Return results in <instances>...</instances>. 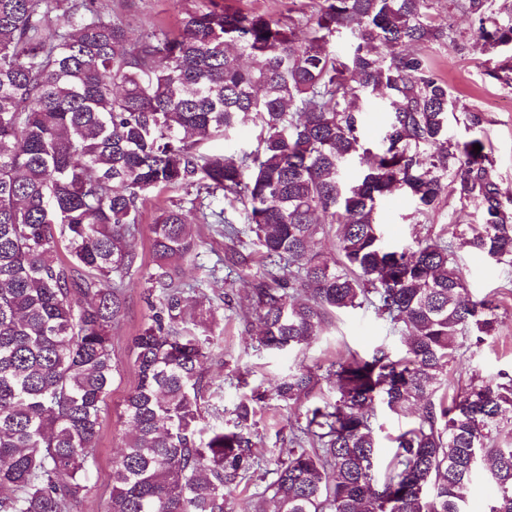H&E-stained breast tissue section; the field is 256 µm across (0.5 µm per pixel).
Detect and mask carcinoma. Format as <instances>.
Segmentation results:
<instances>
[{"label":"carcinoma","mask_w":512,"mask_h":512,"mask_svg":"<svg viewBox=\"0 0 512 512\" xmlns=\"http://www.w3.org/2000/svg\"><path fill=\"white\" fill-rule=\"evenodd\" d=\"M431 8L319 0L303 24L202 0L176 31L132 43L100 0H0V512H83L116 371L112 327L141 270L129 241L150 194L172 188L185 196L151 224V322L131 341L138 384L105 512H225L257 464L252 401L238 403L231 428L203 423L217 320L190 312L180 278L200 247L191 218L224 238L225 265L253 262L230 212L262 259L261 346L299 347L332 313L366 304L408 332L399 356L379 348L331 364L337 399L306 408L269 486L276 512H466L479 469L497 489L487 512H512V437L500 438L512 430V375L436 402L466 332L490 333L498 305L463 300L454 243L390 248L378 221L394 191L421 216L451 191L482 207L461 245L512 266V196L486 151L485 117L467 113L471 137L451 142L448 85L407 50L447 37ZM343 35L342 55L329 44ZM480 35L492 54L512 50V18ZM372 102L389 114L378 145L362 134ZM249 119L254 149L203 150ZM318 237L335 239L339 260L313 250ZM318 371L277 380V398L303 403ZM378 398L416 417L381 482Z\"/></svg>","instance_id":"cac0c4a2"}]
</instances>
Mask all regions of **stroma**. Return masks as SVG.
<instances>
[{
	"label": "stroma",
	"mask_w": 512,
	"mask_h": 512,
	"mask_svg": "<svg viewBox=\"0 0 512 512\" xmlns=\"http://www.w3.org/2000/svg\"><path fill=\"white\" fill-rule=\"evenodd\" d=\"M106 11L123 16L131 42H138L159 25L177 28L185 9L195 7L198 0H102ZM436 22L447 25L445 42L423 48L437 78L445 82L452 101L448 120V137L458 141L469 138L465 122L467 112L477 110L486 118L484 137L494 161L504 192L512 194V111L506 103L512 99V85L493 77L492 71L502 63V55L487 52L478 33L477 20L457 10L452 0H435L432 11ZM482 212L476 201H463L448 194L441 208L422 217L415 213L411 201L394 194L382 206L381 233L385 244L403 247L415 239L441 237L457 243L459 266L467 282L468 296L478 300L493 297L498 304L499 323L483 343L466 342L459 361L442 379L441 390L455 395L473 378H487L501 371L512 372V266L498 265L459 246L458 241L470 227L481 224ZM192 233L202 246L196 260L185 262L183 279L193 287L192 303L212 310L224 333L211 347L205 363L208 385L204 399L208 403L205 420L231 426L233 411L240 400L257 397L253 431L256 435L257 469L229 496L231 512H254L263 503L273 512L272 501L262 495L275 478L279 460L288 456L292 431L303 419V408L286 406L274 391L278 378L300 366L328 368L347 352L371 356L383 347L399 352L403 335L373 307L365 306L337 313L324 332L302 348L274 352L257 347L254 338L258 322L243 324L242 312L251 310L250 288L262 272L261 264L231 273L219 272L206 277L204 267L213 265L217 254L224 251L222 237L210 232L207 225L192 224ZM149 310L141 285L126 291L125 315L112 330L113 357L117 364L107 406L102 413L96 460L90 469L94 494L86 512H101L108 497L112 462L122 445L127 427L123 418V401L138 383V370L130 351L131 339L145 326ZM374 435L379 445L375 462L384 470L392 455V440L399 430L411 422V415H396L382 403L374 405Z\"/></svg>",
	"instance_id": "35a3bbf8"
}]
</instances>
